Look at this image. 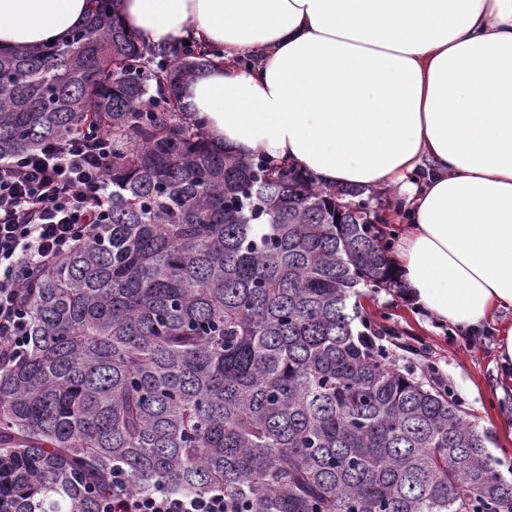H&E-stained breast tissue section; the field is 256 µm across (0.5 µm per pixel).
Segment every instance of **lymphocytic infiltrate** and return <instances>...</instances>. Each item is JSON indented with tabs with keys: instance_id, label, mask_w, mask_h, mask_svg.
<instances>
[{
	"instance_id": "obj_1",
	"label": "lymphocytic infiltrate",
	"mask_w": 512,
	"mask_h": 512,
	"mask_svg": "<svg viewBox=\"0 0 512 512\" xmlns=\"http://www.w3.org/2000/svg\"><path fill=\"white\" fill-rule=\"evenodd\" d=\"M112 140L77 135L39 150L0 160V365L20 357L29 343L27 271L65 257L90 240L105 221L111 197L106 171ZM102 512H226L223 491L175 496L159 488L129 490L121 472L112 474V494Z\"/></svg>"
}]
</instances>
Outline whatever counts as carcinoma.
<instances>
[{"mask_svg":"<svg viewBox=\"0 0 512 512\" xmlns=\"http://www.w3.org/2000/svg\"><path fill=\"white\" fill-rule=\"evenodd\" d=\"M90 2L65 42L0 47V158L112 136L106 224L25 281L0 512H99L115 469L230 512H512L486 437L355 327L359 286L399 284L373 193L214 148L180 95L207 51Z\"/></svg>","mask_w":512,"mask_h":512,"instance_id":"cac0c4a2","label":"carcinoma"}]
</instances>
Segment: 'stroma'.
I'll list each match as a JSON object with an SVG mask.
<instances>
[{"instance_id":"stroma-1","label":"stroma","mask_w":512,"mask_h":512,"mask_svg":"<svg viewBox=\"0 0 512 512\" xmlns=\"http://www.w3.org/2000/svg\"><path fill=\"white\" fill-rule=\"evenodd\" d=\"M360 311L374 326L389 329L384 345L401 341L415 347L409 361L417 376L440 389L485 433L496 469L512 473V365L498 355V325L512 322V309L496 313L480 332L457 335L416 307L407 288L361 289Z\"/></svg>"}]
</instances>
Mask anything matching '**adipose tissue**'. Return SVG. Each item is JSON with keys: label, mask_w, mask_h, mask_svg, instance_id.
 Returning <instances> with one entry per match:
<instances>
[{"label": "adipose tissue", "mask_w": 512, "mask_h": 512, "mask_svg": "<svg viewBox=\"0 0 512 512\" xmlns=\"http://www.w3.org/2000/svg\"><path fill=\"white\" fill-rule=\"evenodd\" d=\"M90 0H0V45L64 41ZM139 41L215 55L184 88L235 154L325 187H400L395 257L460 330L512 307V0H119Z\"/></svg>", "instance_id": "obj_1"}]
</instances>
